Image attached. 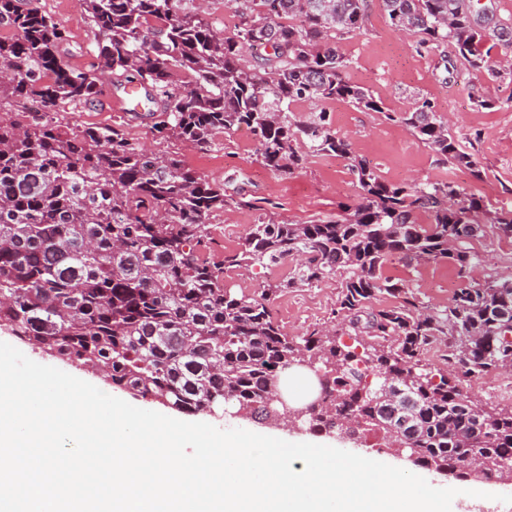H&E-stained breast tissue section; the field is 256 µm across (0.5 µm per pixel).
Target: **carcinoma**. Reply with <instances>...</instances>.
I'll return each instance as SVG.
<instances>
[{"mask_svg": "<svg viewBox=\"0 0 512 512\" xmlns=\"http://www.w3.org/2000/svg\"><path fill=\"white\" fill-rule=\"evenodd\" d=\"M399 30L430 52L452 48L491 81L512 69L485 65L480 46L512 48V21L478 23L469 0H381ZM97 31L99 62L79 69L63 60L67 32L34 0H0V331L135 397L184 414L263 409L291 359H319L334 413L305 416L320 434L343 418L358 435L385 434L402 404L416 448L414 464L463 473L481 457L484 480L512 467V411H486L467 400L462 382L499 367L512 352V278L467 283L435 312L402 279L385 275L393 256L449 261L464 274L475 260L468 225L496 224L512 235V209L491 212L455 183L381 180L332 129L325 108L298 119L291 105L346 100L383 112L381 99L346 79L350 60L337 40L363 31L367 0H225L238 17L215 33L201 18L177 14L173 0H84ZM266 50L243 60L245 47ZM139 82L144 112L160 139L207 149L213 138L245 128L261 161L277 173L313 153L347 157L361 200L309 224L269 218L251 225L224 265L250 269L301 260L285 283L257 296L224 287L199 247L211 214L224 208V186L161 158L118 126L70 127L57 111L99 101L106 85ZM27 101L35 108L12 111ZM414 135L475 177L481 171L428 98L399 116ZM430 214L421 224L417 213ZM341 277L336 314L368 312L374 343H339L317 330L290 339L269 298L283 288ZM382 295L398 299L370 309ZM448 346V369L428 370L422 356ZM402 387L396 403L382 387Z\"/></svg>", "mask_w": 512, "mask_h": 512, "instance_id": "cac0c4a2", "label": "carcinoma"}]
</instances>
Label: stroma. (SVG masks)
<instances>
[{"mask_svg": "<svg viewBox=\"0 0 512 512\" xmlns=\"http://www.w3.org/2000/svg\"><path fill=\"white\" fill-rule=\"evenodd\" d=\"M36 4L69 32L66 61L78 67L94 62L95 34L81 0ZM338 46L351 61L349 82L368 88L385 106L381 112H366L346 101L326 103L333 130L348 140L354 154L370 160L386 182L451 181L493 208H512V107L484 109L475 102L480 94L502 101L512 98V79L493 83L461 60L444 61L438 54L417 52L413 37L391 26L380 0H371L362 34L344 37ZM422 96L435 102L461 147L477 159L481 177L443 161L397 121V114L413 111ZM121 98V93L107 92L96 105L67 107L60 120L79 127L121 125L129 138L157 153L177 156L185 167L222 184L229 201L212 216L201 249L215 266H222L228 249H241L258 218L306 224L336 215L341 204L359 199L349 159L315 154L301 168L280 175L262 163L247 131L217 134L207 150L162 141L149 120L121 110ZM467 246L477 260L462 275L447 261L410 264L397 258L387 261L385 273L406 280L417 299L435 311L447 307L455 289L465 283L512 276V235L486 224ZM339 292L336 278L312 287L286 288L271 299L270 307L288 336L327 327L350 345L355 331L336 313ZM466 394L475 404L510 411L512 372L491 371L472 378Z\"/></svg>", "mask_w": 512, "mask_h": 512, "instance_id": "35a3bbf8", "label": "stroma"}]
</instances>
